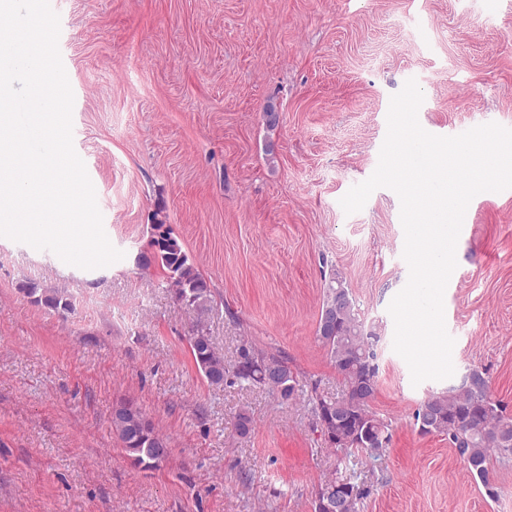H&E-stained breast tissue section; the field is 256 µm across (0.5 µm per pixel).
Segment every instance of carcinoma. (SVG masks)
Returning <instances> with one entry per match:
<instances>
[{
    "label": "carcinoma",
    "mask_w": 512,
    "mask_h": 512,
    "mask_svg": "<svg viewBox=\"0 0 512 512\" xmlns=\"http://www.w3.org/2000/svg\"><path fill=\"white\" fill-rule=\"evenodd\" d=\"M149 223L152 257L163 270L175 298L188 308H205L210 302V287L180 240L173 235L164 209L154 210L149 215ZM343 287V278L337 272L332 273L323 289L320 314L336 306V289ZM26 291L37 304L63 313L73 309L71 299L61 290L32 283ZM316 338L327 350L330 362L347 387L341 398H328L315 389L307 395L324 444L346 452L356 450L370 459L382 457L389 448L392 433L391 423L370 410L379 370L374 349L376 333L366 329L357 302L353 300L351 307L338 315L333 337L327 339L318 330ZM189 343L196 367L210 386L244 383L268 389L285 401H292L303 392L297 374L278 353L246 341L238 348L234 363L228 365L199 322L192 330ZM475 372L484 379L483 388L456 387L432 392L415 410L414 421L420 433L448 438V444L493 497L495 490L490 484L489 467L493 460L512 461V448L505 444L506 440H512V415L492 399L487 372L479 368ZM117 406L112 431L123 451L136 467L157 466L166 458L167 448L160 442L153 421L132 399L124 398ZM353 488L354 493L347 496L344 512H361L363 500L370 495L367 487L355 483Z\"/></svg>",
    "instance_id": "cac0c4a2"
}]
</instances>
